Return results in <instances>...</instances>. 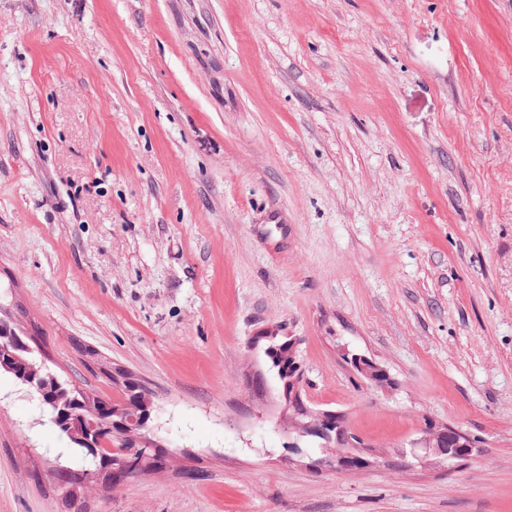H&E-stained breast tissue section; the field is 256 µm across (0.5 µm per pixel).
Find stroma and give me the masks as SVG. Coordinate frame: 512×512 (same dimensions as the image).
I'll list each match as a JSON object with an SVG mask.
<instances>
[{"label": "stroma", "instance_id": "35a3bbf8", "mask_svg": "<svg viewBox=\"0 0 512 512\" xmlns=\"http://www.w3.org/2000/svg\"><path fill=\"white\" fill-rule=\"evenodd\" d=\"M0 318L166 460L66 503L2 373L0 512H512V0H0ZM270 331L373 466L288 453ZM349 361L353 369L359 371L363 377L359 373L356 374L360 378H364L366 382L378 386H384L390 382L387 381V371L372 360L364 356L354 355ZM121 398L119 401H112L108 398H103L97 396L98 398L112 402V406L121 410L123 413L125 410L130 408H135L138 410H144L151 413V417L153 416V403L150 398L149 391L141 386H139L136 382L131 383L129 386H124L120 388ZM450 427L452 428L448 429V425H441L434 427L427 433L421 432V436L411 441V447L422 448L425 451V457H432L438 462L446 460L451 450L460 457L469 459L474 449L477 448V440L457 426ZM465 433L472 439L475 448H473L469 437Z\"/></svg>", "mask_w": 512, "mask_h": 512}]
</instances>
